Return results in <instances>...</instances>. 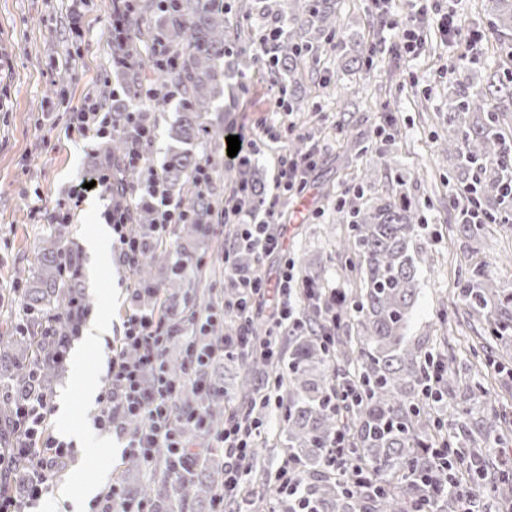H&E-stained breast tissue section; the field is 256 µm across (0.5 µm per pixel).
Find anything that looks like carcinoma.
Here are the masks:
<instances>
[{
    "label": "carcinoma",
    "mask_w": 512,
    "mask_h": 512,
    "mask_svg": "<svg viewBox=\"0 0 512 512\" xmlns=\"http://www.w3.org/2000/svg\"><path fill=\"white\" fill-rule=\"evenodd\" d=\"M485 9L501 51L512 56V0H486ZM242 10L248 17L273 18L288 26V37L277 46L278 63L272 75L288 77L291 97L303 101L306 91L300 89L295 75L302 58L316 53L317 36L338 33V0H303L288 7L281 0H247ZM250 40V32L226 17L214 0H177L175 9L166 11L158 0H139L128 20L126 37L117 43L122 57L136 61L122 74L131 98L146 82L165 85L169 81L150 63L147 51L153 43L164 42L178 58L176 80L182 116L171 128V138L186 148L170 153L161 175L167 190L179 188L182 208L198 217L211 215L213 202L194 184L200 161L189 145L204 134L214 139L225 136V129L212 131L201 119L211 110L224 111L218 100L234 98L237 72L224 58L230 55L229 49ZM446 110L450 120L460 114L471 116L466 128L448 134V145L442 151L471 174L469 190L487 218L494 221L495 208L507 198L512 183V156L507 154L503 127L505 113L512 112V77L494 74L478 92L458 88L448 94ZM350 219L358 261L349 262V268L359 277V286L336 302V325L342 326L354 313L358 316L356 331L352 336H336L333 357L321 346L323 327L315 311H310L305 327L289 333L288 373L279 375V387L288 401L284 421L289 459L301 466L317 512H424L433 508L452 512L458 501L448 498V483L457 473L459 454L446 445L435 447L443 434L433 408L453 403L462 424L477 437L507 423L509 412L493 408L481 417L474 416L457 401V395L460 391H486V378L462 379L450 363L442 365L438 395L428 398L422 392L430 374V359L423 345L408 336L419 294L411 251L415 211L403 198L388 196L354 209ZM155 220V214L142 210L133 215L134 229L147 239L149 225ZM64 256L70 270L76 271L73 249L62 246L57 237L44 239L36 254L39 279L36 286L24 290L22 304L39 316L27 322V335L12 341L10 365L0 364V376L14 389L13 398L0 404L7 421L12 418L14 401L35 387L52 386L57 376L53 348L61 337L48 339L42 333L50 311L65 310L70 289L77 287L75 277L62 278L60 261ZM168 258L167 250L148 243L136 276L141 281L151 280L153 269L167 267ZM458 280L464 314L480 325L472 347L492 364L512 340V293L501 291L482 262L460 269ZM334 358L342 363L336 374L347 376L362 394L361 402L342 410L330 407L333 377L321 371ZM36 361L42 369L33 380L28 368ZM180 400L201 408L214 425L224 420L219 398H204L190 384L184 386ZM338 432L347 437L351 448V469L343 478L331 475L327 464L328 441ZM154 453L159 467L155 501L161 512L187 508L205 512L219 480V468L212 459L196 454L188 472L176 479L171 474L169 450L157 448ZM470 455L475 465L469 468L471 478L465 480V489L478 503L494 499L512 486V468L497 459L493 450L472 448Z\"/></svg>",
    "instance_id": "cac0c4a2"
}]
</instances>
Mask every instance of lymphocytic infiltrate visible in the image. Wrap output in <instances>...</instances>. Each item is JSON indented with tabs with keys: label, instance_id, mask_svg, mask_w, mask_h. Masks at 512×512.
<instances>
[{
	"label": "lymphocytic infiltrate",
	"instance_id": "lymphocytic-infiltrate-1",
	"mask_svg": "<svg viewBox=\"0 0 512 512\" xmlns=\"http://www.w3.org/2000/svg\"><path fill=\"white\" fill-rule=\"evenodd\" d=\"M175 92L172 84H144L139 96L140 108L120 114L104 111L99 95L92 93L70 117L71 125L85 136L106 139L116 129L129 133V146L121 164L137 173V192L154 199L157 211L152 235L147 240L134 231L131 205H115L106 213V222L112 228V246L131 268L142 258L147 242L165 244L172 225L196 221L195 215L172 203L160 172L145 151L154 136L146 104ZM317 163L318 154L312 147L300 154H282L276 161L272 194L255 195L247 185L240 183L225 197L224 213L236 219V234L223 255L224 276L230 290L216 299L204 320L182 340L184 374L200 392L223 393V386L210 376L209 369L224 356L234 352L247 356L256 351L274 356L279 352L271 340L254 336L246 320L237 333L225 335L226 313L247 312L257 298L271 294L276 299L274 327L296 329L303 326L300 305L293 297L295 263L284 247L286 227L280 222L279 202L281 196L305 190ZM243 248L258 259L278 257L281 264L278 281L268 283L258 270L243 268L237 261V253ZM339 294L336 288L304 291L305 304L316 308L325 326L322 344L329 352L336 348L335 306ZM173 339L171 327L155 307L138 306L127 315L121 342L112 348L107 361L105 385L98 396L100 407L93 427L100 432H116L124 441L125 454L140 458L147 465L152 464L155 449H169L170 463L178 470L193 456L187 440L189 432L202 433L208 440L210 453L220 459L222 469L211 512H224L227 501L240 491L248 472L245 462L251 454L253 437L264 422L259 417L245 420L232 415L215 427L203 410L181 407V385L168 376L164 366ZM53 397V391L35 390L16 406L15 441L10 449L0 451V476L21 466L28 471L30 482L27 496L22 500L0 485V512H24L29 502L39 499L50 479L66 463L67 443L46 429L54 410ZM126 419L135 420L136 428L124 429L122 422Z\"/></svg>",
	"mask_w": 512,
	"mask_h": 512
}]
</instances>
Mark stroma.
Returning <instances> with one entry per match:
<instances>
[{
	"mask_svg": "<svg viewBox=\"0 0 512 512\" xmlns=\"http://www.w3.org/2000/svg\"><path fill=\"white\" fill-rule=\"evenodd\" d=\"M467 29L487 33L489 18L483 0H444ZM415 12L412 0H390L378 7L374 0H339V20L345 49L322 44L317 59H303L298 73L304 85L329 80L327 93H314L306 111H275V79L263 61L252 60L243 69L241 92L233 112L204 114V123H230L233 132L258 141L254 164L264 189L273 187V171L281 153L290 151L299 137L320 147V157L302 197L281 201V213L289 217L288 247L295 262L296 277L311 276L325 287L344 292L354 289L336 258V249L348 236V226L336 218V201L346 207H363L388 194L402 195L419 221L429 228L413 240L420 293L409 322L413 341L425 343L441 358H454L457 368L474 364L466 340L471 330L465 324L457 299L456 278L464 258L457 227L460 217L448 205L465 181L453 158L443 156L438 144L448 136L445 101L452 87L477 90L485 86L490 71L508 72L499 44L489 37L476 59L464 56L463 41H443L432 28L420 29V44L414 54L399 51L392 41L388 21H401ZM112 0H89L80 22H73L67 0H0V336L5 320L20 323L22 289L36 273L34 256L43 237L59 230L65 243L79 252L78 281L93 312L107 311L112 334L103 344L88 345L85 369L103 378L109 348L118 344L131 306L135 282L117 253L90 275L84 242L103 223L111 196L88 193L78 205L67 198L69 187L95 170L104 147L92 138L69 131L73 109L85 95L103 85H118L122 71L112 53ZM365 49L363 69L353 67L355 50ZM385 84L380 97L363 100L361 88ZM175 101L151 113L154 138L146 151L155 166H162L175 142L170 136L178 120ZM386 132L375 136L378 125ZM275 126L276 140L263 138L265 127ZM200 160H211L213 179L208 193L223 200L236 176L225 148L199 138L194 146ZM371 170L374 181L361 187L358 175ZM171 261H182L184 271L177 284H169V271L157 274L153 284L171 297L173 312L184 326H192L206 313L195 302L198 285H224V238L197 232L186 235L185 227H171ZM475 260L485 261L488 271L504 292H512V214L500 211L496 222L471 243ZM455 336L452 348L437 341L441 333ZM244 366L232 355L213 366L211 375L224 386L221 403L225 415H243L252 397L266 381L252 377L242 388ZM53 388L56 397L67 398V417L52 415L48 428L64 438L66 432L81 433L98 443L97 456L74 453L66 467L50 480V488L87 483L105 487L112 482L138 487L145 494L154 489L153 474L128 467L116 434L96 433L92 418L97 404L86 403L69 368L60 369ZM267 445L243 483V495L253 498L256 512H285L275 488L257 482L259 474L274 476L288 458V428L280 413H272L257 436Z\"/></svg>",
	"mask_w": 512,
	"mask_h": 512,
	"instance_id": "1",
	"label": "stroma"
}]
</instances>
